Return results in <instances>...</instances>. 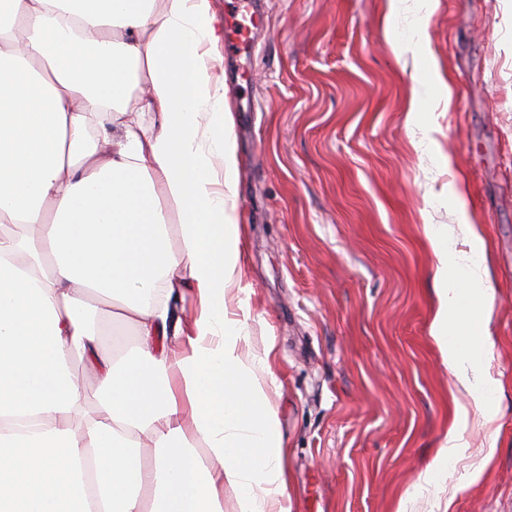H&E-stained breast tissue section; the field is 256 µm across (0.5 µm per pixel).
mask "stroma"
I'll list each match as a JSON object with an SVG mask.
<instances>
[{
	"instance_id": "stroma-1",
	"label": "stroma",
	"mask_w": 512,
	"mask_h": 512,
	"mask_svg": "<svg viewBox=\"0 0 512 512\" xmlns=\"http://www.w3.org/2000/svg\"><path fill=\"white\" fill-rule=\"evenodd\" d=\"M259 0L251 60L224 58L247 227L250 344L271 347L290 512H512V0ZM449 97L424 91L426 64ZM431 116L410 125L414 99ZM486 242L491 428L428 466L455 413L431 337L428 224ZM493 449L478 481L473 455Z\"/></svg>"
}]
</instances>
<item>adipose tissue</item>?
<instances>
[{"label": "adipose tissue", "mask_w": 512, "mask_h": 512, "mask_svg": "<svg viewBox=\"0 0 512 512\" xmlns=\"http://www.w3.org/2000/svg\"><path fill=\"white\" fill-rule=\"evenodd\" d=\"M222 39L211 0H0V512H224L228 484L240 512H289L278 415L256 376L269 357L251 350L237 296L247 254ZM424 230L432 338L469 399L442 462L465 455L471 412L497 417L491 293L475 225L458 227L463 251ZM185 286L198 302L187 326L155 296ZM100 305L132 314L131 352L101 350ZM82 359L102 407L85 421Z\"/></svg>", "instance_id": "1"}]
</instances>
